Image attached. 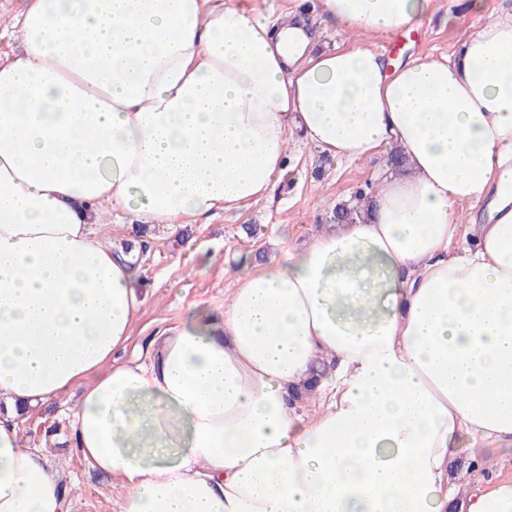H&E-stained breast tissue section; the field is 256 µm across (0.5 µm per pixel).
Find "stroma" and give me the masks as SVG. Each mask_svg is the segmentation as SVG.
Wrapping results in <instances>:
<instances>
[{
  "mask_svg": "<svg viewBox=\"0 0 512 512\" xmlns=\"http://www.w3.org/2000/svg\"><path fill=\"white\" fill-rule=\"evenodd\" d=\"M512 9V0H436L431 21L391 40L374 39L388 59L404 61L415 55L451 56L458 37L481 21ZM387 156L340 165L312 147L292 142L289 169L270 201L241 211L224 213L204 224L189 225L188 238L177 228L153 234L147 248L135 254L146 301L122 360L143 355L148 343L190 314L214 310L229 296L237 276L264 262L278 242L302 245L331 230L336 204L349 200L381 176L390 174ZM76 393L43 404L19 419L23 446L42 450L61 469L68 488L71 512H119L126 488L105 474L88 469L74 448L67 408ZM469 455L456 457L449 481L459 494L479 479L512 478V446L486 449L478 466Z\"/></svg>",
  "mask_w": 512,
  "mask_h": 512,
  "instance_id": "stroma-1",
  "label": "stroma"
}]
</instances>
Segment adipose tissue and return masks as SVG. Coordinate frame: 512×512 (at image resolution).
Instances as JSON below:
<instances>
[{
  "label": "adipose tissue",
  "instance_id": "ef3b65f1",
  "mask_svg": "<svg viewBox=\"0 0 512 512\" xmlns=\"http://www.w3.org/2000/svg\"><path fill=\"white\" fill-rule=\"evenodd\" d=\"M433 0H318L385 37ZM0 60V512H69L21 413L78 393L75 448L120 512H512L448 463L512 443V12L452 57L316 49L240 0H24ZM340 164L395 147L368 220L237 278L120 362L144 299L92 225L269 201L292 132ZM472 248L450 246L462 222ZM317 379L318 408L294 391Z\"/></svg>",
  "mask_w": 512,
  "mask_h": 512
}]
</instances>
